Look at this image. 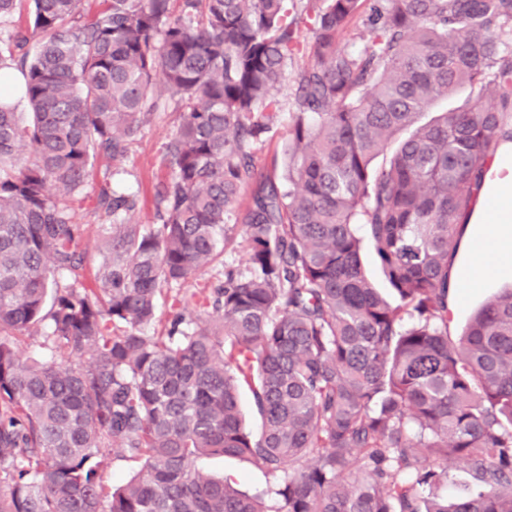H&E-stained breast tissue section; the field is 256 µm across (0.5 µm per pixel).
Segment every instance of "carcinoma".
Returning <instances> with one entry per match:
<instances>
[{"label": "carcinoma", "mask_w": 512, "mask_h": 512, "mask_svg": "<svg viewBox=\"0 0 512 512\" xmlns=\"http://www.w3.org/2000/svg\"><path fill=\"white\" fill-rule=\"evenodd\" d=\"M30 2L31 32L0 40L31 114L0 97V512H512V289L448 336L463 219L512 140V0H185L178 18L170 0H100L91 21L81 0ZM364 14L354 52L340 38ZM302 24L313 61L290 73ZM287 79L282 174L244 207ZM162 88L182 113L161 223H131L136 197L105 180L89 277L74 203ZM227 224L245 270L147 333L164 290L223 262ZM45 321L85 364L24 355L12 337ZM110 446L143 466L107 493ZM209 455L264 469L283 506L199 470ZM450 459L472 481L423 496Z\"/></svg>", "instance_id": "carcinoma-1"}]
</instances>
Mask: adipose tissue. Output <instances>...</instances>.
Listing matches in <instances>:
<instances>
[{"instance_id": "adipose-tissue-1", "label": "adipose tissue", "mask_w": 512, "mask_h": 512, "mask_svg": "<svg viewBox=\"0 0 512 512\" xmlns=\"http://www.w3.org/2000/svg\"><path fill=\"white\" fill-rule=\"evenodd\" d=\"M467 221L487 227L466 237L469 249L485 261L481 274L512 271V141L502 142L489 160Z\"/></svg>"}]
</instances>
